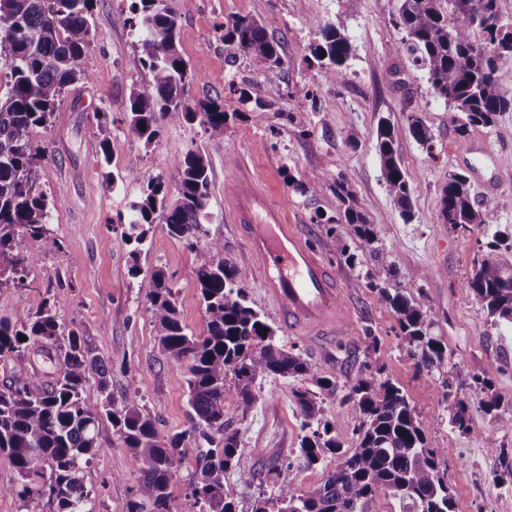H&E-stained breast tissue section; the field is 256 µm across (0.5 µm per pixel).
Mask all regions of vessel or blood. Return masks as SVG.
<instances>
[{"instance_id":"1","label":"vessel or blood","mask_w":512,"mask_h":512,"mask_svg":"<svg viewBox=\"0 0 512 512\" xmlns=\"http://www.w3.org/2000/svg\"><path fill=\"white\" fill-rule=\"evenodd\" d=\"M468 154L482 156L484 167L473 173L485 193L497 192L508 166L473 139ZM228 219L245 234L249 253L270 271L267 292L295 338L307 344L343 341L350 329L341 313L342 289L316 245L287 222V211L273 202L249 165L239 166L231 181Z\"/></svg>"}]
</instances>
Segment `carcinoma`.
Returning a JSON list of instances; mask_svg holds the SVG:
<instances>
[{"label": "carcinoma", "mask_w": 512, "mask_h": 512, "mask_svg": "<svg viewBox=\"0 0 512 512\" xmlns=\"http://www.w3.org/2000/svg\"><path fill=\"white\" fill-rule=\"evenodd\" d=\"M163 0H132L133 30L140 36L136 69H146L151 81L132 89L129 96V128L151 142L164 125L200 121L212 141L224 139L228 113L221 97L191 106L186 98L190 75L177 46L178 18L163 7ZM94 0H0V59L9 69L6 85L0 84V288L16 286L37 264L25 249V239H44L48 233L49 203L32 191L33 161L42 149L33 146L30 131L46 127L65 92L90 79L85 67L90 18ZM394 26L405 32L407 50L417 55L428 75L434 95L445 100L457 115L464 134L474 126L490 127L503 112L512 111V95L504 92L496 77L492 50L512 54V23L502 21L500 0H400ZM479 29L482 38L474 36ZM227 54L250 58L263 69L280 63L278 43L266 29L247 17L224 26ZM313 56L327 69L333 82L344 78L351 45L336 26L320 29ZM144 127H139V124ZM414 139L431 142L428 128L417 116L408 117ZM377 148L387 193L408 211L409 185L394 147L390 124L377 129ZM178 198L167 209L165 224L173 236L191 245L207 235L210 161L206 152L188 150L177 162ZM165 183L158 178L131 206L124 239L140 243L146 227L155 221L158 197ZM349 202L344 218L330 217L329 224L346 221L356 225L361 248L374 257L366 287L378 301L396 313L408 354L420 367L441 368L448 360L446 347L431 335L428 311L399 288L387 286L392 276L389 258L372 249L374 232L364 216ZM495 202L471 197L469 177L454 173L443 189L441 215L453 229L472 232L492 227ZM512 251L509 234L497 231L487 242L480 266L466 288L485 306L497 324L512 326ZM195 276L205 303L207 330L190 335L182 325L178 300L164 273L157 270L150 283V312L158 344L186 369L189 388V425L171 436L159 435L136 400L115 405L106 371L97 357L65 332L57 313L44 306L17 325L0 317V362L11 364L10 384L0 390V454L10 460L22 479L17 492L24 512H89V491L80 473L97 444L99 421L107 417L118 428L138 474L135 498L128 512H171L170 488L186 457L196 452V476L192 496L202 512H235L233 493L224 486V473L239 471L248 484L251 471L240 462L237 433L228 428L229 410L224 405V385L233 375L239 386V408L248 412L254 395L253 382L268 375L305 376L317 388L296 394L303 426L310 428L301 442V456L309 466L328 457L336 465L325 467L319 487L296 494L280 485L277 494L258 500L254 512H365L376 505V493L384 491L401 504V512H455L448 490L419 415L401 387L382 376V368L367 361L349 388L352 406L345 413L354 424L359 443L345 449L331 435L317 392L336 394L337 382L317 375L300 356L280 347L274 330L258 312L246 305L245 274L224 260V242L218 239L196 248ZM26 340H20V337ZM35 342H46L59 351L64 368L52 381H42L26 356ZM99 371L101 399L84 397L89 371ZM448 422L466 430L461 401L448 394ZM203 440L210 448L187 447Z\"/></svg>", "instance_id": "cac0c4a2"}]
</instances>
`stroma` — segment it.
<instances>
[{"label": "stroma", "mask_w": 512, "mask_h": 512, "mask_svg": "<svg viewBox=\"0 0 512 512\" xmlns=\"http://www.w3.org/2000/svg\"><path fill=\"white\" fill-rule=\"evenodd\" d=\"M131 0H95L90 21L86 67L89 83L66 91L48 127L30 132L44 148L36 160L33 189L51 198L48 234L58 246L28 241L41 262L22 286L0 289V315L23 321L49 302L78 333L80 342L107 370L115 402L133 396L159 433L170 436L188 426L186 373L158 345L149 313V282L164 271L178 297L183 326L205 334L207 317L194 273L195 252L172 236L163 212L141 244L121 236L132 202L148 182L165 180L167 202L178 197L176 159L188 149L205 150L210 159L209 237L224 241V258L247 274V300L275 332V340L294 350L318 375L337 380L335 395L325 397L324 414L343 447L358 444L346 419L345 397L361 368L368 345H375L382 374L397 383L419 414L455 502V512H512V328L488 317L482 302L465 289L490 233L447 229L440 216L442 188L470 137L461 134L454 114L436 97L424 69L403 45L392 23L398 0H164L179 20V50L194 74L190 104L219 96L229 120L224 139L209 141L201 123L165 126L152 142L130 132L125 107L132 88L150 81L131 66L140 45L131 27ZM246 16L261 23L279 44L281 62L255 69L245 56L228 57L224 25ZM340 26L352 46L343 83L326 81L311 54L321 27ZM264 98L276 92L274 106L250 111L240 91ZM422 117L432 135L423 147L410 134L407 118ZM393 125L407 175L411 218H404L388 197L376 150L381 119ZM109 151H102V143ZM285 205L289 223L321 248L342 280L344 303L354 334L323 351L289 335L277 309L264 294L261 274L252 264L233 225L226 223L224 182L238 158ZM138 178L126 180L127 168ZM319 183L317 194L303 195L297 183ZM347 186L376 233V246L397 271V285L428 309L432 333L445 344L448 372L419 367L399 334L397 315L364 285L373 259L359 252L353 225L335 223ZM462 400L468 431L448 422L443 376ZM489 389H481L480 380ZM300 377L270 376L252 385L255 402L238 408V389L227 381L224 403L232 411L242 464L255 479L244 484L236 471L224 475L234 492L236 512H253L258 497L269 496L275 482L303 494L318 487L323 465H306L299 456L304 434L297 412ZM508 403L505 412H487L489 394ZM493 435L497 448H488ZM99 452L84 465L82 477L92 491L91 512H127L138 476L123 439L110 420L97 429ZM278 471L271 481L270 471Z\"/></svg>", "instance_id": "35a3bbf8"}]
</instances>
